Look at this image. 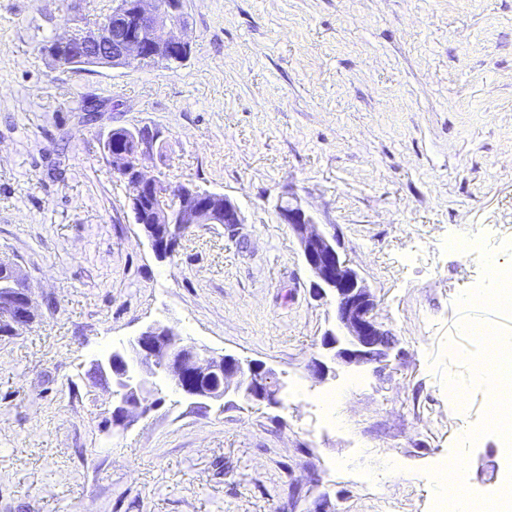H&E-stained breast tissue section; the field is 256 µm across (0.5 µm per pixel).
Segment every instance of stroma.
<instances>
[{"label": "stroma", "mask_w": 512, "mask_h": 512, "mask_svg": "<svg viewBox=\"0 0 512 512\" xmlns=\"http://www.w3.org/2000/svg\"><path fill=\"white\" fill-rule=\"evenodd\" d=\"M112 0H0V256L36 307L0 339V512H435V467L462 455L472 494L505 457L473 379L471 319L512 331V308H463L512 266V0H187L189 59L83 70L45 45ZM162 134L148 174L224 194L236 224L192 226L152 252L106 160L112 129ZM293 187L376 296L398 340L388 365H331L333 304L277 203ZM282 373L280 406L202 414L171 384L149 417L103 428L93 355L149 323ZM470 351L450 360L449 341ZM481 442L460 443L449 386ZM343 393L339 423L319 403Z\"/></svg>", "instance_id": "1"}]
</instances>
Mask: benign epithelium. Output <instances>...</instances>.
<instances>
[{"label":"benign epithelium","instance_id":"obj_1","mask_svg":"<svg viewBox=\"0 0 512 512\" xmlns=\"http://www.w3.org/2000/svg\"><path fill=\"white\" fill-rule=\"evenodd\" d=\"M184 15L185 0H113L108 19L91 30L71 31L45 52L59 63L84 67H123L134 61L145 65L168 56L182 62L191 53V43L182 35ZM158 140L159 134L152 130L140 132L128 149L105 147L103 152L125 183L135 223L162 260L173 256L192 225L237 224L239 212L226 199L220 215L207 202L214 198L211 191L193 184L174 187L161 172L147 175L143 160L158 151ZM172 187L177 193L175 208L155 206L145 211L146 201L165 196ZM277 209L296 235L304 262L314 275V295L336 303V328L322 339L331 360L347 366L387 362L397 340L376 321L375 296L339 250L338 235L317 230L313 216L289 187ZM8 274L11 287L0 292V322L15 336L30 323L33 298L15 267ZM88 375L93 384L110 393L112 409L105 428L115 432L129 429L162 403L155 389L160 379L172 382L191 407L205 411L238 400L276 406L282 392L278 373L265 364L232 354L216 355L158 321L127 343L94 356Z\"/></svg>","mask_w":512,"mask_h":512}]
</instances>
